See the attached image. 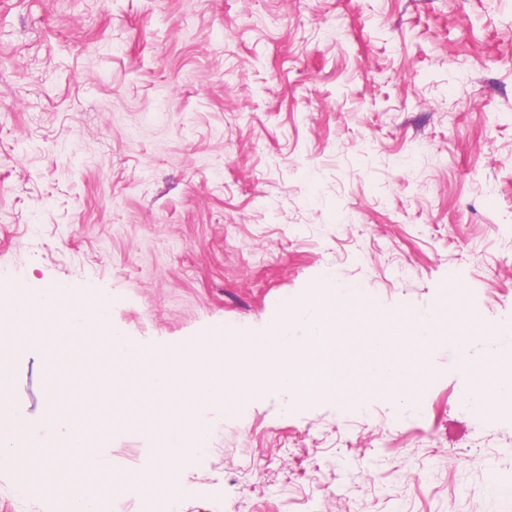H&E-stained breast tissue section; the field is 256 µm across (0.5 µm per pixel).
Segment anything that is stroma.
I'll return each mask as SVG.
<instances>
[{
    "mask_svg": "<svg viewBox=\"0 0 512 512\" xmlns=\"http://www.w3.org/2000/svg\"><path fill=\"white\" fill-rule=\"evenodd\" d=\"M326 271L383 313L463 294L512 324V0H0V277L97 289L164 349L268 326ZM47 346L12 354L34 421ZM424 358L419 406L357 355L358 407L217 420L173 506L136 418L70 420L125 512H512V416L466 410L450 343ZM5 469L0 512H65Z\"/></svg>",
    "mask_w": 512,
    "mask_h": 512,
    "instance_id": "stroma-1",
    "label": "stroma"
}]
</instances>
